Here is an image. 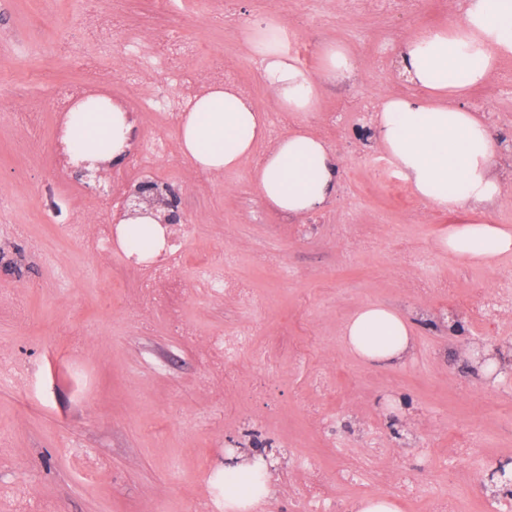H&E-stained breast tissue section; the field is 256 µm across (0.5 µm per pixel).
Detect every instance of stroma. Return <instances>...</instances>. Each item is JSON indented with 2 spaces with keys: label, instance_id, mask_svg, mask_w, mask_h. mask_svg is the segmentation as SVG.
<instances>
[{
  "label": "stroma",
  "instance_id": "1",
  "mask_svg": "<svg viewBox=\"0 0 512 512\" xmlns=\"http://www.w3.org/2000/svg\"><path fill=\"white\" fill-rule=\"evenodd\" d=\"M466 0H422L417 10L340 15L336 0H0V512H224L229 452L266 453L270 494L258 512H296L295 491L311 470L327 475L325 504H356L396 489L358 478L337 482L363 448L376 468L415 478L459 512H488L480 465L512 463V375L493 385L467 373L448 342L447 315L466 337L512 342V256L484 267L439 251L458 215L421 201L394 173L356 119L368 99L409 90L398 47L414 30L461 21ZM119 12L165 52L198 55L192 77L174 79L142 47H109L89 58V24ZM278 23L290 52L320 77L325 46L353 57L349 80H322L318 109L291 115L335 152L336 193L293 219L262 203L249 180L263 150L230 173H206L179 147L167 103L194 96L218 71L237 76L253 106L280 112L244 29ZM99 68V81L135 120L136 141L161 137L169 155L144 167L133 155L112 169V194L75 174L58 176L52 123L57 92ZM466 106L512 141V59L473 88ZM41 115L37 136L17 124ZM180 198L183 255L165 301L144 289L146 272L126 253L106 255L68 233L72 216L108 221L141 180ZM230 247L229 275L251 299L200 292L196 276ZM366 302L418 320L412 359L374 367L342 341ZM192 325L196 338L183 335ZM212 337L240 342L229 366ZM471 463H449L452 448Z\"/></svg>",
  "mask_w": 512,
  "mask_h": 512
}]
</instances>
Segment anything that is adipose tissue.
Wrapping results in <instances>:
<instances>
[{"label": "adipose tissue", "instance_id": "adipose-tissue-1", "mask_svg": "<svg viewBox=\"0 0 512 512\" xmlns=\"http://www.w3.org/2000/svg\"><path fill=\"white\" fill-rule=\"evenodd\" d=\"M512 57V0H468L462 23L425 28L403 43L399 73L411 94L388 96L376 115L374 138L390 164L424 202L442 211L469 213L436 242L438 249L488 266L512 256V227L488 212L512 174L498 164L501 150L487 119L464 107L466 91L483 83L496 63ZM263 77L280 107L313 112L318 87L296 59L277 49L261 54ZM129 112L104 95L78 102L62 138L72 165L125 159L132 136ZM268 134V119L237 88L213 84L196 95L180 123L184 155L207 172L236 171ZM339 162L323 140L303 129L281 137L251 173L259 199L300 218L317 211L336 191ZM120 244L146 260L163 247V228L148 216L121 219ZM414 323L398 308L368 302L346 321L348 351L371 366L406 363L414 352ZM269 494L265 467L240 462L224 474L225 512H252Z\"/></svg>", "mask_w": 512, "mask_h": 512}]
</instances>
